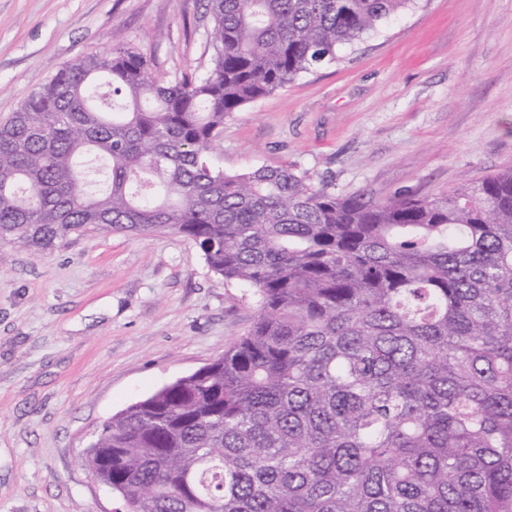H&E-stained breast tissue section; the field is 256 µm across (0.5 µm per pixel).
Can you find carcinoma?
<instances>
[{
  "label": "carcinoma",
  "instance_id": "cac0c4a2",
  "mask_svg": "<svg viewBox=\"0 0 512 512\" xmlns=\"http://www.w3.org/2000/svg\"><path fill=\"white\" fill-rule=\"evenodd\" d=\"M409 6L206 0L205 73L114 48L0 122V244L171 229L258 296L224 355L102 424L113 512H512V168L382 200L211 159L233 113Z\"/></svg>",
  "mask_w": 512,
  "mask_h": 512
}]
</instances>
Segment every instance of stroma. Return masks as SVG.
Listing matches in <instances>:
<instances>
[{"label": "stroma", "instance_id": "35a3bbf8", "mask_svg": "<svg viewBox=\"0 0 512 512\" xmlns=\"http://www.w3.org/2000/svg\"><path fill=\"white\" fill-rule=\"evenodd\" d=\"M211 29L203 0H0V120L115 47L161 77L201 74ZM213 156L385 200L512 167V0H415L233 113ZM256 313L252 289L171 230L0 245V512H112L82 462L101 424L222 356Z\"/></svg>", "mask_w": 512, "mask_h": 512}]
</instances>
